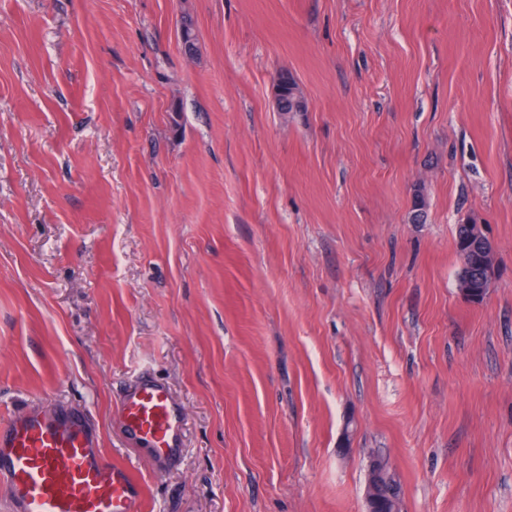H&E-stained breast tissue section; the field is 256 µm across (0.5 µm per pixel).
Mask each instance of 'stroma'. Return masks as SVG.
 Here are the masks:
<instances>
[{
	"instance_id": "1",
	"label": "stroma",
	"mask_w": 512,
	"mask_h": 512,
	"mask_svg": "<svg viewBox=\"0 0 512 512\" xmlns=\"http://www.w3.org/2000/svg\"><path fill=\"white\" fill-rule=\"evenodd\" d=\"M143 375L184 411L163 468L116 417ZM31 406L144 512H365L376 457L402 512H512V0H0V416ZM278 76L281 78V84L280 86L275 84L276 101L281 92V101H288V112L306 111L307 101L297 81L288 72H282ZM474 223L469 220L455 225V242L459 256L462 260L464 271L469 276V292L465 295L470 301L482 302L485 296L484 279L491 285L496 277L494 264V243L490 237L481 239L479 244L483 245L486 255L484 266L482 268V254L476 244L474 237Z\"/></svg>"
}]
</instances>
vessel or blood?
<instances>
[{
  "instance_id": "1",
  "label": "vessel or blood",
  "mask_w": 512,
  "mask_h": 512,
  "mask_svg": "<svg viewBox=\"0 0 512 512\" xmlns=\"http://www.w3.org/2000/svg\"><path fill=\"white\" fill-rule=\"evenodd\" d=\"M126 438L165 466L180 448L183 415L167 386L140 378L123 393ZM0 485L14 512H139L130 471L106 465L99 438L77 415L25 410L0 424Z\"/></svg>"
}]
</instances>
